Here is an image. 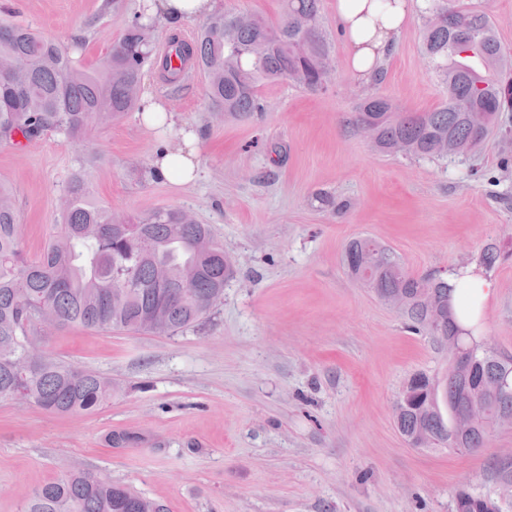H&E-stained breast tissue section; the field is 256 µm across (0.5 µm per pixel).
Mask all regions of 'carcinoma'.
<instances>
[{
    "instance_id": "1",
    "label": "carcinoma",
    "mask_w": 512,
    "mask_h": 512,
    "mask_svg": "<svg viewBox=\"0 0 512 512\" xmlns=\"http://www.w3.org/2000/svg\"><path fill=\"white\" fill-rule=\"evenodd\" d=\"M321 0H283L274 21L224 9L212 14L188 42L176 36L165 52L157 49L156 22L139 12L94 68L78 65L54 40L28 27L0 23V140L27 142L54 131L81 139L92 130L123 118L145 103L139 97L145 67L157 69L171 85L187 66L203 74L208 96L224 117L246 121L264 110L258 95L264 84L289 81L309 92L324 89L322 62L333 56V43L321 25ZM422 51L431 63L445 99L428 112H401L389 98L370 94L356 104L353 123L371 129V143L385 155L444 159L466 155L485 137L469 124L464 109L477 106L492 124L512 112V85L493 72L512 69V53L496 37L489 17L468 0H426L420 9ZM26 61L23 70L14 62ZM62 224L41 255L29 259L22 246L12 190L0 183V396L23 392V401L47 412H92L112 396V381L59 360L39 356L26 375L29 336L35 312H53L59 327L122 329L173 336L207 319L209 296L224 289L232 274L223 244L206 224L186 222L185 211L157 209L145 218L119 219L94 201L82 171L73 174L61 208ZM181 224V235L172 225ZM343 263L349 274L383 302L396 295L399 313L410 329L431 334L433 293L440 305L453 301L456 285L443 278L405 270L386 246L355 239ZM448 332H462L476 352L465 372L446 370L437 388L394 408L402 436H423L424 448L473 452L485 447L495 422L512 415V397L502 398L497 382L511 356H487L473 329L455 320ZM483 394L484 416L467 430H454L464 406V391ZM24 512H166L165 505L130 487L85 472H67L38 488ZM453 512H500L490 494L461 488Z\"/></svg>"
}]
</instances>
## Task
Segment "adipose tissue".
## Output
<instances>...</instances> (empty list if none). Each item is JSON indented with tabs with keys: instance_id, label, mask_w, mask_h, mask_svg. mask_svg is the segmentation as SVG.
Segmentation results:
<instances>
[{
	"instance_id": "obj_1",
	"label": "adipose tissue",
	"mask_w": 512,
	"mask_h": 512,
	"mask_svg": "<svg viewBox=\"0 0 512 512\" xmlns=\"http://www.w3.org/2000/svg\"><path fill=\"white\" fill-rule=\"evenodd\" d=\"M414 7L415 0H395L382 14L377 11L374 0H336V16L347 35L351 69L358 79L375 76ZM198 140L197 131L189 129L183 133L181 151L158 149L151 162L152 175L177 183L194 180L198 170ZM450 281L459 289L455 298L457 312H470L472 321H479L483 305L491 294L489 280L475 269L464 268L451 274Z\"/></svg>"
}]
</instances>
